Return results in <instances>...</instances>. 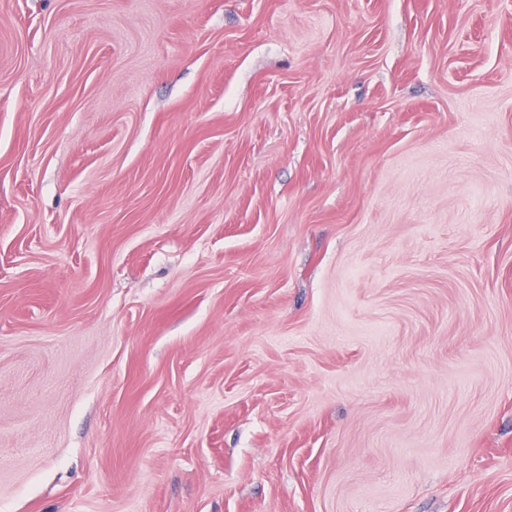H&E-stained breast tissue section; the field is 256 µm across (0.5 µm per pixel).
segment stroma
<instances>
[{"instance_id": "obj_1", "label": "stroma", "mask_w": 512, "mask_h": 512, "mask_svg": "<svg viewBox=\"0 0 512 512\" xmlns=\"http://www.w3.org/2000/svg\"><path fill=\"white\" fill-rule=\"evenodd\" d=\"M0 512H512V0H0Z\"/></svg>"}]
</instances>
